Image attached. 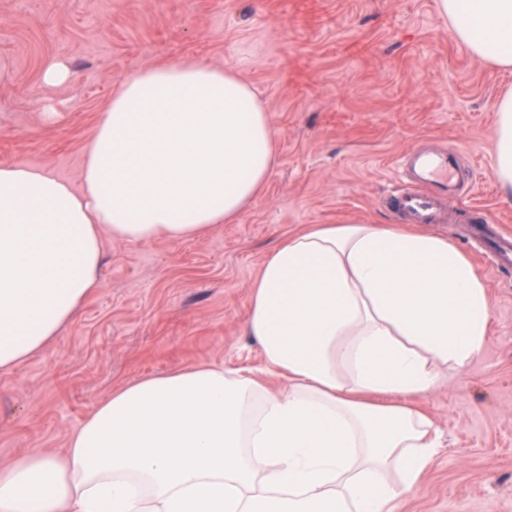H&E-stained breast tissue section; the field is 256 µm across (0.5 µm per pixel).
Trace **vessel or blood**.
Segmentation results:
<instances>
[{
    "label": "vessel or blood",
    "instance_id": "obj_1",
    "mask_svg": "<svg viewBox=\"0 0 512 512\" xmlns=\"http://www.w3.org/2000/svg\"><path fill=\"white\" fill-rule=\"evenodd\" d=\"M406 188L394 196L396 209L413 224H435L440 220L441 199L459 195L463 171L456 150L418 149L405 164ZM471 236L495 266L512 265V234L504 232L478 205L467 209Z\"/></svg>",
    "mask_w": 512,
    "mask_h": 512
}]
</instances>
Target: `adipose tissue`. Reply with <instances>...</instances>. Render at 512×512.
Listing matches in <instances>:
<instances>
[{
	"instance_id": "ef3b65f1",
	"label": "adipose tissue",
	"mask_w": 512,
	"mask_h": 512,
	"mask_svg": "<svg viewBox=\"0 0 512 512\" xmlns=\"http://www.w3.org/2000/svg\"><path fill=\"white\" fill-rule=\"evenodd\" d=\"M471 54L512 69V0H437ZM493 174L512 194V93ZM276 163L274 133L230 68L126 74L84 148L82 189L0 164V370L46 349L100 285L101 230L129 243L234 221ZM488 290L446 239L316 224L269 254L245 331L269 372L219 365L115 388L64 453L0 468V512H398L439 448L411 402L483 352Z\"/></svg>"
}]
</instances>
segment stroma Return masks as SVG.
<instances>
[{
	"instance_id": "1",
	"label": "stroma",
	"mask_w": 512,
	"mask_h": 512,
	"mask_svg": "<svg viewBox=\"0 0 512 512\" xmlns=\"http://www.w3.org/2000/svg\"><path fill=\"white\" fill-rule=\"evenodd\" d=\"M0 164L81 186L83 147L125 74L191 60L233 68L258 94L277 160L232 223L194 239L127 243L102 232L101 281L45 351L0 372V467L60 454L112 390L216 363L262 368L244 332L266 256L312 224H395L406 154L462 148L471 189L451 219L419 225L471 260L491 298L483 353L415 397L442 448L400 512H512V267L492 270L465 239L483 204L512 232L493 175L494 101L512 70L474 58L436 0H0ZM59 62L70 78L46 85ZM54 117H47V110Z\"/></svg>"
}]
</instances>
